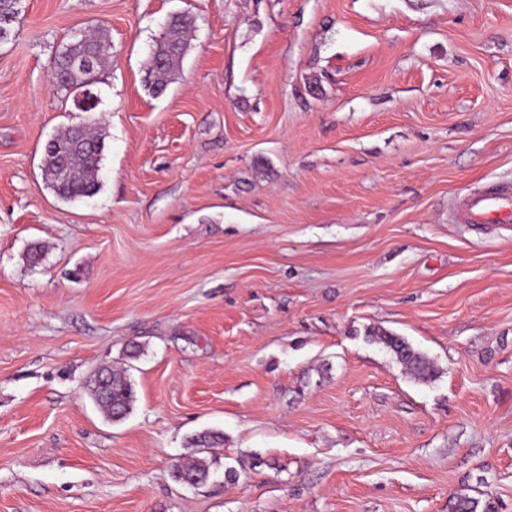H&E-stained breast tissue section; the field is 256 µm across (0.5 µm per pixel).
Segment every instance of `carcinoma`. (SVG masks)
Segmentation results:
<instances>
[{"label": "carcinoma", "mask_w": 512, "mask_h": 512, "mask_svg": "<svg viewBox=\"0 0 512 512\" xmlns=\"http://www.w3.org/2000/svg\"><path fill=\"white\" fill-rule=\"evenodd\" d=\"M20 0H0V41L9 38L19 16ZM194 20L185 13L170 16L147 65L146 83L156 95L166 91L176 68L188 47V34ZM112 45L99 35H83L67 44L52 66V86L66 91L83 92L96 84L109 65ZM103 138L91 130L75 127L58 131L47 143L42 157V174L63 200L76 201L94 196L99 189L98 173L103 153ZM374 339L383 344L395 359L418 380L428 382L434 377L429 359L415 350L403 337L386 331L372 332ZM96 376L105 377L109 393L92 390V398L99 409L113 420L124 418L132 410L134 391L125 372L109 367L101 368ZM219 432L205 431L189 440L193 448H215L223 445ZM211 462L195 457L180 464L173 471L179 482L187 477L207 479ZM479 500L459 494L450 503V512H478Z\"/></svg>", "instance_id": "obj_1"}]
</instances>
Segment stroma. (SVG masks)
<instances>
[{"label": "stroma", "mask_w": 512, "mask_h": 512, "mask_svg": "<svg viewBox=\"0 0 512 512\" xmlns=\"http://www.w3.org/2000/svg\"><path fill=\"white\" fill-rule=\"evenodd\" d=\"M180 11L194 36L156 96L145 63ZM96 25L112 63L84 112L51 67ZM88 123L99 190L65 201L44 146ZM492 183L512 186V0H21L0 512H512V223L455 219ZM105 366L135 395L118 421L91 398ZM206 430L209 480L175 481ZM371 336L383 344L416 379L422 382L433 379L434 368L429 359L415 350L403 337L381 330L372 332Z\"/></svg>", "instance_id": "1"}]
</instances>
